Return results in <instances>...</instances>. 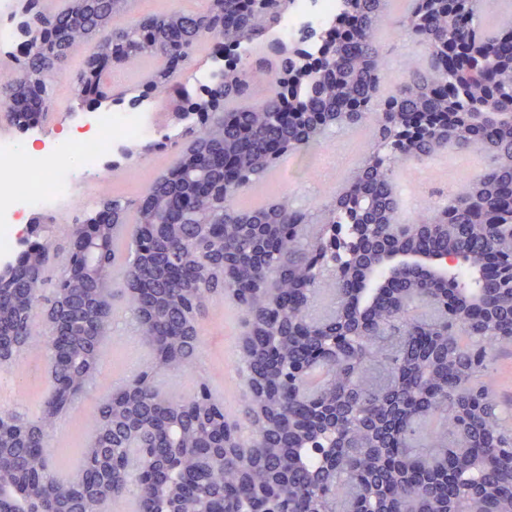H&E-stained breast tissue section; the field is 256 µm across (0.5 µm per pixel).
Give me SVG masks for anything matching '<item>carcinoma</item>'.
I'll return each mask as SVG.
<instances>
[{"instance_id": "cac0c4a2", "label": "carcinoma", "mask_w": 512, "mask_h": 512, "mask_svg": "<svg viewBox=\"0 0 512 512\" xmlns=\"http://www.w3.org/2000/svg\"><path fill=\"white\" fill-rule=\"evenodd\" d=\"M197 9H170L126 27L112 26L126 0H67L55 12L30 0L29 18L44 26L25 65L44 78L94 42L92 56L120 66L161 60L140 84L157 91L176 61L205 40L230 51L269 32L281 13L277 0H198ZM389 0H344L324 38L325 50L301 79L288 81L296 44L279 47L278 63L240 60L207 88L214 111L196 117L189 147L199 156L234 159L235 187L224 175L176 160L135 199L106 197L118 219L108 224L105 252L91 260L97 285L75 283L70 258L53 294H63L73 320L87 328L50 341L52 389L39 415L0 410L19 431L0 440V512H103L137 488V512H266L256 490L280 488L288 512H366L361 490L379 512H512V432L488 390L476 382L497 346L512 342V285L490 280L477 291L466 277L432 292L418 270L398 272L391 288L366 303L358 284L383 247L404 252L452 251L467 263L496 258L508 242L499 225L512 220V56L501 45L512 26L489 31L492 0H407L398 19L428 56L395 91L379 98L386 75L376 36ZM270 73V90L237 107L254 79ZM78 92L108 98L102 72L85 66ZM51 101L46 87L0 80V112L26 127ZM365 125L371 135L343 189L330 200L298 206L283 194L257 208L235 198L273 170L272 142L300 154L336 126ZM446 148L485 154L489 164L463 193H452L417 225L401 221L395 178L399 166L432 159ZM206 181L216 189L195 197ZM326 224H371L374 240L357 262L328 282L314 277L327 248ZM128 240L119 260L116 243ZM47 238L7 266L0 283V338L23 343L25 313L44 299ZM200 252L211 255L171 279ZM237 262L233 283L216 288L224 257ZM123 262L122 289L111 288ZM230 294L242 327L237 370L249 398L230 419L207 384L190 394L163 390L169 373H200V323L206 302ZM125 301L149 357L130 382L99 401L92 433L74 474L49 467L46 438L57 420L96 378L104 336L91 330ZM342 352L323 354L321 338Z\"/></svg>"}]
</instances>
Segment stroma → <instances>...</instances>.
<instances>
[{"instance_id": "obj_1", "label": "stroma", "mask_w": 512, "mask_h": 512, "mask_svg": "<svg viewBox=\"0 0 512 512\" xmlns=\"http://www.w3.org/2000/svg\"><path fill=\"white\" fill-rule=\"evenodd\" d=\"M396 16L386 17L379 25L377 44L384 64L387 84L381 88L382 95L391 94L415 62L425 60V53L418 48L396 24ZM80 67L73 59L60 68L51 80L48 91L52 108L45 118L39 119V133L49 138H58L68 130L71 119L80 107L76 99L72 78ZM112 94L119 97L121 111L152 109L171 129L164 150L142 154L133 159L117 156L111 158L104 171L89 174L85 179L86 195L90 201L100 202L103 197L121 195L130 199L143 194L152 180L170 166L181 155L188 142L187 122L173 121L171 104L166 96L156 94L137 100L136 93L128 84L127 70L112 74ZM485 156L460 152H442L433 160V177L443 181L453 179L455 191L468 187L472 177L487 166ZM348 170L329 177L311 176L308 170L289 171L276 178H268L265 184H254L241 191L236 203L241 207L261 206L276 195L291 193L299 205L317 203L336 195L345 184ZM203 343L200 350L201 375L173 374L162 377L160 383L165 390L187 394L194 390L197 378H204L209 388L219 398L229 414L240 415L246 401L247 390L236 372L239 357L237 337L240 333L238 308L229 297L210 299L201 320ZM127 330L123 324H115L111 338L102 348L100 372L89 385L88 393L57 424L47 438L52 449L53 469L57 476H65L75 467L77 453L89 435L98 402L116 385L117 374H131L148 357L149 348L144 341L126 342ZM48 354L36 348L22 357L11 371L0 370V381L8 388L0 397V409L16 407L36 413L39 403L47 396ZM493 385L494 397L503 413L504 423L512 428V346L496 350L488 369Z\"/></svg>"}]
</instances>
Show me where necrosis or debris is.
Wrapping results in <instances>:
<instances>
[{"label":"necrosis or debris","instance_id":"necrosis-or-debris-1","mask_svg":"<svg viewBox=\"0 0 512 512\" xmlns=\"http://www.w3.org/2000/svg\"><path fill=\"white\" fill-rule=\"evenodd\" d=\"M342 11V0H294L271 36L284 42L330 30ZM156 134L148 112H92L66 141L44 140L37 151H22L10 138L0 139V257L13 256L23 225L36 212L76 205L85 199L84 186L68 165L77 158L95 171L121 146L146 144Z\"/></svg>","mask_w":512,"mask_h":512}]
</instances>
